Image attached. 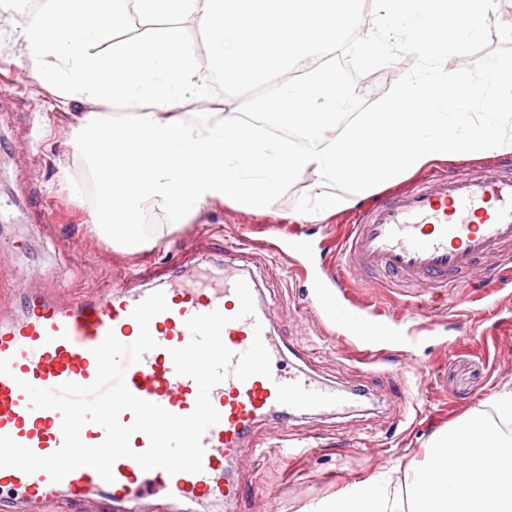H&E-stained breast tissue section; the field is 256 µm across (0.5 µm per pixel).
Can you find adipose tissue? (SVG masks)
<instances>
[{
	"instance_id": "1",
	"label": "adipose tissue",
	"mask_w": 512,
	"mask_h": 512,
	"mask_svg": "<svg viewBox=\"0 0 512 512\" xmlns=\"http://www.w3.org/2000/svg\"><path fill=\"white\" fill-rule=\"evenodd\" d=\"M492 405L433 437L426 463L405 469L410 510H402L391 477L375 475L302 512H512V389Z\"/></svg>"
}]
</instances>
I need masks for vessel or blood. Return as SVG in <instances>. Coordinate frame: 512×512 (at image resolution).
<instances>
[{"instance_id":"obj_1","label":"vessel or blood","mask_w":512,"mask_h":512,"mask_svg":"<svg viewBox=\"0 0 512 512\" xmlns=\"http://www.w3.org/2000/svg\"><path fill=\"white\" fill-rule=\"evenodd\" d=\"M508 245L512 167L427 178L352 225L340 255L346 271L396 288H452L458 302L464 303L467 283L480 272L482 261L501 255ZM136 276L141 287H131L122 278L109 290L69 300L30 292L25 313L0 316V359L8 360L10 368L9 374L0 375V435L40 456L55 452L63 441L62 414L32 408L21 382L44 389L66 382L93 383V348L110 332L122 343L134 342L139 326L132 312L158 289L167 309L150 323L157 346L139 362L125 365L124 381L132 394L176 415L194 410L197 384L177 374L170 351L190 341L187 320L214 310L230 317L222 339L233 353L245 352L254 336L262 337L271 357V377L254 375L242 381L230 376L212 389L211 402L220 420L202 436L201 472L146 471L124 457L112 467V482H105L92 468L80 467L56 483L44 471L27 474L0 468V512H48L60 500L76 506L77 512H196L203 502L232 503L243 489L231 465L241 458L257 423L344 405L342 392L288 369L267 326L263 303H256L255 317L238 318L234 286L246 279L244 269L228 263L223 279L200 278L186 284L145 261ZM314 303L327 320L359 340L364 361H378L382 346L403 342L373 315L346 310L333 289H317ZM259 322L264 328L258 333L254 326Z\"/></svg>"}]
</instances>
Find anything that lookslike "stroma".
<instances>
[{"mask_svg": "<svg viewBox=\"0 0 512 512\" xmlns=\"http://www.w3.org/2000/svg\"><path fill=\"white\" fill-rule=\"evenodd\" d=\"M35 70L15 31L0 27V208L13 215L12 223H0V313H17L23 272L29 287L63 299L111 284L146 256L179 276L229 261L257 279L279 343L312 346L299 369L355 394L344 410L259 423L254 442L279 440L306 452L293 459L273 454L260 470L244 472L245 492L229 512H257L252 490L260 482L272 512H300L350 483L388 474L394 464H422L430 439L512 387L511 261L483 263L462 310L446 300L408 312L381 286L352 276L353 286L378 302L383 320L416 339L408 351L387 347L375 368L351 362L355 341L341 340L339 329L315 312V284L338 275V239L387 188L346 210L303 220L295 205L316 180L306 170L266 209L208 202L149 252L129 254L98 240L90 230L93 203L70 185L86 178L71 135V115L85 106L62 104L59 91L37 82ZM32 192L62 208L63 220L41 223L28 203ZM295 238L306 243L304 253L289 251Z\"/></svg>", "mask_w": 512, "mask_h": 512, "instance_id": "1", "label": "stroma"}]
</instances>
